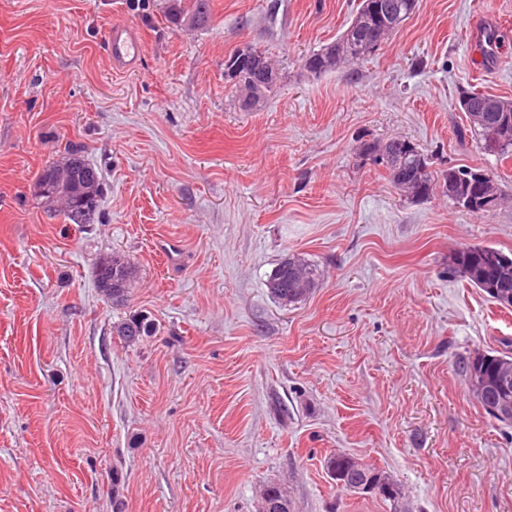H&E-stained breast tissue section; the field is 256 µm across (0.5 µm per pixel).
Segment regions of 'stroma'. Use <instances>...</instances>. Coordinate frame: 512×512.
<instances>
[{"label":"stroma","mask_w":512,"mask_h":512,"mask_svg":"<svg viewBox=\"0 0 512 512\" xmlns=\"http://www.w3.org/2000/svg\"><path fill=\"white\" fill-rule=\"evenodd\" d=\"M0 0V512H512V427L468 389L469 354L512 341L506 310L448 274L465 245L512 252V203L483 217L406 199L368 142L412 141L435 170L502 163L461 140L460 91L512 99V0H419L368 60L313 74L360 0ZM499 24L501 54L466 39ZM143 36L114 70L105 33ZM262 51L273 91L243 109L224 78ZM105 183L93 223L47 213L38 172L70 144ZM117 251L127 300L94 281ZM323 281L284 306L288 254ZM155 324L136 343L132 317ZM347 453L397 499L338 487ZM169 7H166L168 16L174 21H178L181 16L189 15L197 21L198 24H205L209 19L210 14V0H190L189 9H185V1L171 0ZM153 327L146 318H132L121 323L117 332L128 342H136L142 336H149Z\"/></svg>","instance_id":"obj_1"}]
</instances>
